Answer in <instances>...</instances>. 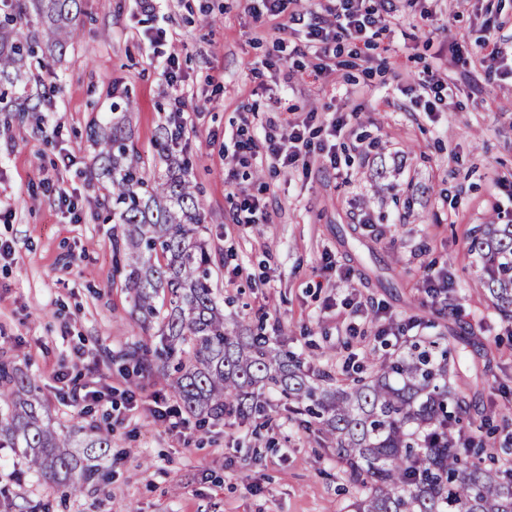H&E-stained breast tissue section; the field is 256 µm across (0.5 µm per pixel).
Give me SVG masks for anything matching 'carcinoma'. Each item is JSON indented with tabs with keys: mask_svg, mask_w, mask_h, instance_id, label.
<instances>
[{
	"mask_svg": "<svg viewBox=\"0 0 512 512\" xmlns=\"http://www.w3.org/2000/svg\"><path fill=\"white\" fill-rule=\"evenodd\" d=\"M79 0H0V85L33 77L38 54L61 53L73 38ZM37 28L25 34L31 19ZM99 170L110 181L112 220L123 225L113 251L123 255L126 287L141 322L159 325L151 360L137 346L125 354L135 373L168 378L181 407L201 419H243L265 410L277 389L288 411L310 417L336 450L357 487L351 512H512V467L481 437H468L478 462L458 452L460 416L471 403L451 385L458 374L437 340L412 344L394 360L371 362L368 376L345 387L311 380L294 355L265 336H244L224 323L212 258L198 239L199 205L186 169L145 176L125 120L90 127ZM470 248L482 261L480 285L493 307L512 319V224H480ZM22 449L29 469L48 482L108 478L100 461L112 429L64 431L41 414L30 378L0 361V447Z\"/></svg>",
	"mask_w": 512,
	"mask_h": 512,
	"instance_id": "obj_1",
	"label": "carcinoma"
}]
</instances>
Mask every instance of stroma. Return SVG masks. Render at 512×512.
<instances>
[{"instance_id": "obj_1", "label": "stroma", "mask_w": 512, "mask_h": 512, "mask_svg": "<svg viewBox=\"0 0 512 512\" xmlns=\"http://www.w3.org/2000/svg\"><path fill=\"white\" fill-rule=\"evenodd\" d=\"M80 5L64 56L37 69V90L57 89L48 113L17 122L0 112V243L11 248L0 260V358L30 375L57 426H99L110 410L112 478L57 486L28 471L19 449L0 448V512L42 504L50 512H347L354 492L345 464L277 392L258 419L200 427L189 417L173 428L150 415L154 399H176L164 380L119 360L133 343L154 354L160 337L135 320L113 260L121 227L110 185L90 175L89 127L117 108L153 176L166 169L158 144L168 114L184 101L188 124L169 154L195 187L229 326L272 337L307 373L341 381L346 367L396 357L408 344L378 335L383 308L397 325L418 323V338H471L458 387L478 413L512 404V319L489 303L469 249L476 225L512 219V74L488 80L465 62L487 20L502 22L512 42V0H402L405 23L379 33L369 63L355 64L353 44L343 42L320 78L302 51L305 27L256 21L247 0H158L150 13L140 0ZM159 28L165 39L148 44ZM170 57L173 82L153 66ZM434 66L452 94L429 116L409 87ZM356 104L337 165L320 156L306 170L234 158L246 112L260 133L289 112L313 110L322 123ZM47 183L65 189L70 206L45 192ZM246 194L259 198L267 222L234 223ZM364 213L370 224L360 223ZM431 264L451 271L454 310L431 308L423 284ZM354 304L364 315L351 331ZM65 371L102 392L101 411L84 414L66 398ZM478 413L461 418L465 432H476Z\"/></svg>"}]
</instances>
